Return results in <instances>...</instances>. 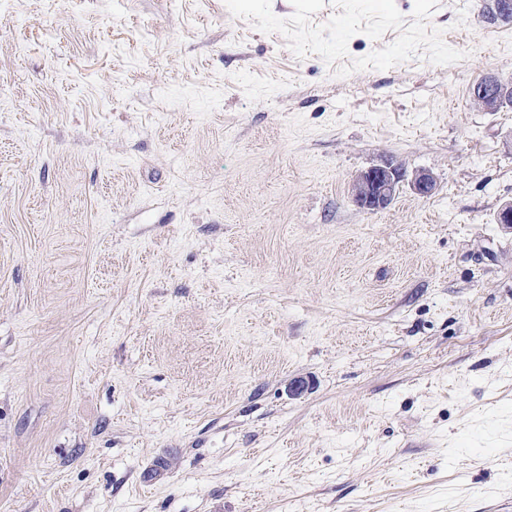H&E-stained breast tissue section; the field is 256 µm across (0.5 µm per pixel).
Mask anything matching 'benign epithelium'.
I'll return each mask as SVG.
<instances>
[{
	"label": "benign epithelium",
	"instance_id": "1",
	"mask_svg": "<svg viewBox=\"0 0 512 512\" xmlns=\"http://www.w3.org/2000/svg\"><path fill=\"white\" fill-rule=\"evenodd\" d=\"M484 19L490 24L511 23L512 0H485ZM471 98L484 111L496 112L512 105V84L503 83L493 74H485L471 87ZM404 182L421 196L432 194L436 188L430 173L415 172L409 176L399 164L387 160L356 174L349 183L348 193L357 206L379 211L393 202Z\"/></svg>",
	"mask_w": 512,
	"mask_h": 512
}]
</instances>
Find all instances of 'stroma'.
<instances>
[{
  "label": "stroma",
  "instance_id": "obj_1",
  "mask_svg": "<svg viewBox=\"0 0 512 512\" xmlns=\"http://www.w3.org/2000/svg\"><path fill=\"white\" fill-rule=\"evenodd\" d=\"M486 73L482 0H0V512H512ZM406 180L421 196L431 195L436 188L434 177L429 172H415L408 179V175L399 164L387 160L356 174L349 183L348 193L351 200L360 208L379 211L393 202Z\"/></svg>",
  "mask_w": 512,
  "mask_h": 512
}]
</instances>
